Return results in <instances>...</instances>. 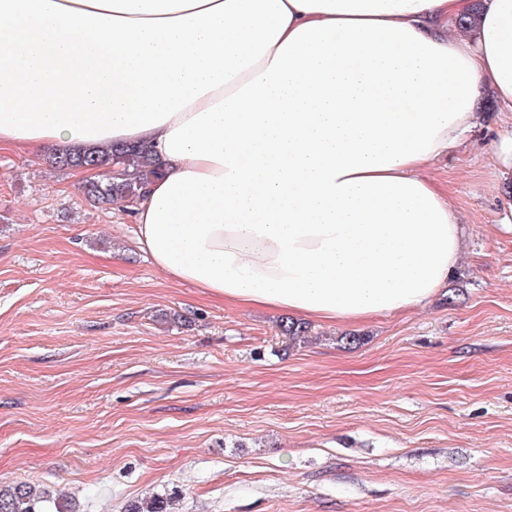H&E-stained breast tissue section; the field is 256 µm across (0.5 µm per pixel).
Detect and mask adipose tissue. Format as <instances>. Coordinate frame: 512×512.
I'll use <instances>...</instances> for the list:
<instances>
[{
  "instance_id": "ef3b65f1",
  "label": "adipose tissue",
  "mask_w": 512,
  "mask_h": 512,
  "mask_svg": "<svg viewBox=\"0 0 512 512\" xmlns=\"http://www.w3.org/2000/svg\"><path fill=\"white\" fill-rule=\"evenodd\" d=\"M0 0V150L145 143L153 264L225 303L363 322L429 302L462 226L427 175L512 111V0Z\"/></svg>"
}]
</instances>
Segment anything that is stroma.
I'll list each match as a JSON object with an SVG mask.
<instances>
[{
    "instance_id": "obj_1",
    "label": "stroma",
    "mask_w": 512,
    "mask_h": 512,
    "mask_svg": "<svg viewBox=\"0 0 512 512\" xmlns=\"http://www.w3.org/2000/svg\"><path fill=\"white\" fill-rule=\"evenodd\" d=\"M511 132L486 96L428 170L463 226L455 298L296 343L283 311L159 271L46 153L0 152V486L75 512H512ZM179 499L174 496H157L148 501L132 504L127 512H177Z\"/></svg>"
}]
</instances>
